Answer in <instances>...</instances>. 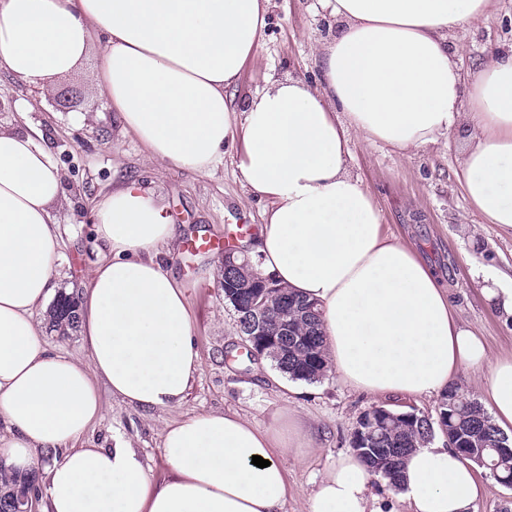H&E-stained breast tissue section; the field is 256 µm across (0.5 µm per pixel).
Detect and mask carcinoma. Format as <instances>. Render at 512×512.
Wrapping results in <instances>:
<instances>
[{
    "instance_id": "1",
    "label": "carcinoma",
    "mask_w": 512,
    "mask_h": 512,
    "mask_svg": "<svg viewBox=\"0 0 512 512\" xmlns=\"http://www.w3.org/2000/svg\"><path fill=\"white\" fill-rule=\"evenodd\" d=\"M288 307L293 309V330L283 340L280 356L273 359L276 368L294 380L316 382L323 377V368L328 365L324 345L321 313L311 302L293 293H288ZM53 326L76 327L78 308L74 297L60 294L50 308ZM448 440L457 452L468 457L484 454L496 472L498 482L512 481V440L507 441L508 451L497 453L502 435L492 423L491 417L474 400L448 403ZM435 436L434 422L417 418L413 421L398 420L377 435L371 447L382 449L376 456H364L368 467L377 475L393 484L401 480L402 466L408 452L421 446ZM30 481L0 467V509L17 495L27 491Z\"/></svg>"
}]
</instances>
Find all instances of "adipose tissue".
<instances>
[{
	"mask_svg": "<svg viewBox=\"0 0 512 512\" xmlns=\"http://www.w3.org/2000/svg\"><path fill=\"white\" fill-rule=\"evenodd\" d=\"M492 2L326 0L339 28L315 49L319 84L269 81L240 112L225 92L257 59L270 0H0V71L45 97L93 54L91 84L148 160L207 174L239 144L240 177L268 202L250 249L264 273L319 304L339 377L370 397L429 396L460 369H484V402L506 432L512 355L490 359L457 323L447 288L382 233L371 194L346 169L350 134L407 153L464 128V192L512 231V49L466 73L453 42ZM65 201L35 134L0 128V459L40 471L38 512H282L293 488L284 459L306 440L284 414L269 425L232 411L166 423L171 474L160 485L123 439L80 446L103 414L100 386L168 408L185 400L200 357L185 290L158 259L175 227L134 180L97 204L105 255L80 292L88 362L42 342L35 313L55 287ZM371 482L364 461L344 454L308 512H396L399 502L473 512L480 495L472 463L441 440L407 456L394 501Z\"/></svg>",
	"mask_w": 512,
	"mask_h": 512,
	"instance_id": "ef3b65f1",
	"label": "adipose tissue"
}]
</instances>
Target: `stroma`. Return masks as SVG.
Instances as JSON below:
<instances>
[{"label": "stroma", "instance_id": "stroma-1", "mask_svg": "<svg viewBox=\"0 0 512 512\" xmlns=\"http://www.w3.org/2000/svg\"><path fill=\"white\" fill-rule=\"evenodd\" d=\"M317 0H270L259 64L245 66L227 94L242 111L267 77L321 78L314 45L334 35L336 23ZM463 46L462 70L491 59L497 47L512 42V0H495V9L479 27L458 34ZM94 65L57 81L50 101L33 112L17 111L35 90L24 80L0 71V127L41 131L63 175L67 204L58 214L60 261L56 293H78L100 258L94 233L95 205L121 178H135L165 207L175 238L163 253L165 268L186 290L194 316V339L200 368L182 404L163 410L129 406L102 390L105 412L88 431L86 446L109 447L113 437L138 453L154 483L170 469L161 448L166 422L196 411H235L266 424L283 410L300 418L311 444L295 449L287 464L294 474V493L285 512H307L314 480L350 451L351 435L362 413L381 404L435 415L440 396L375 399L355 391L336 372L322 380L301 382L294 395L274 380L277 370L266 357L245 349L237 316L224 301V252L221 248L191 253L188 238L200 235L239 244L242 226L258 235L264 198L253 194L236 169V148H227L224 164L202 174L168 163L149 161L141 144L123 137L121 124L87 79ZM79 113L88 122L76 121ZM347 166L370 192L382 216L383 233L414 248L448 290L459 325L481 336L491 358L512 354V316L484 294L495 271L512 265V235L486 223L465 196L456 176L462 143L450 132L447 144L403 154L380 142L351 136Z\"/></svg>", "mask_w": 512, "mask_h": 512}]
</instances>
